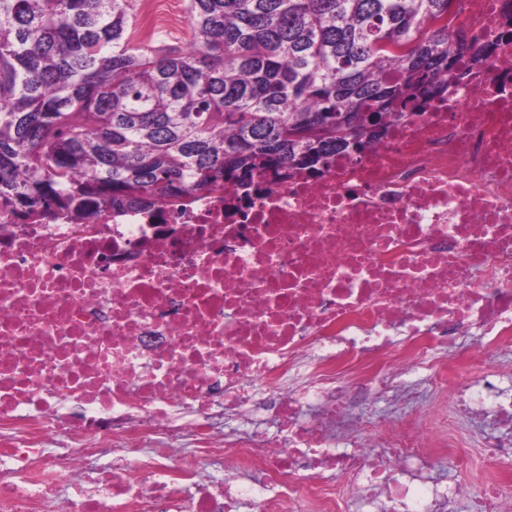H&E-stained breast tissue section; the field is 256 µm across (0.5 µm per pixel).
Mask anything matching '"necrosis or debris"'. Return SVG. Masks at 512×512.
Returning a JSON list of instances; mask_svg holds the SVG:
<instances>
[{
    "mask_svg": "<svg viewBox=\"0 0 512 512\" xmlns=\"http://www.w3.org/2000/svg\"><path fill=\"white\" fill-rule=\"evenodd\" d=\"M509 14L463 0L449 32L489 47L467 82L320 175L259 174L250 201L81 221L0 201V512H327V475L377 512H453L465 488L430 475L441 348L512 346ZM380 399L411 428L366 416ZM454 404L512 428L492 367ZM264 409L275 432L224 424Z\"/></svg>",
    "mask_w": 512,
    "mask_h": 512,
    "instance_id": "obj_1",
    "label": "necrosis or debris"
}]
</instances>
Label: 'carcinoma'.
<instances>
[{
	"instance_id": "carcinoma-1",
	"label": "carcinoma",
	"mask_w": 512,
	"mask_h": 512,
	"mask_svg": "<svg viewBox=\"0 0 512 512\" xmlns=\"http://www.w3.org/2000/svg\"><path fill=\"white\" fill-rule=\"evenodd\" d=\"M448 0H188L185 47L130 0H0V198L83 220L362 153L489 47ZM143 33L149 35L147 38H154L160 45H184L188 39L187 28L176 32L165 24H158V1L143 0ZM157 26L156 30L154 28ZM154 30V31H153ZM153 31V32H152ZM152 32V33H151Z\"/></svg>"
}]
</instances>
